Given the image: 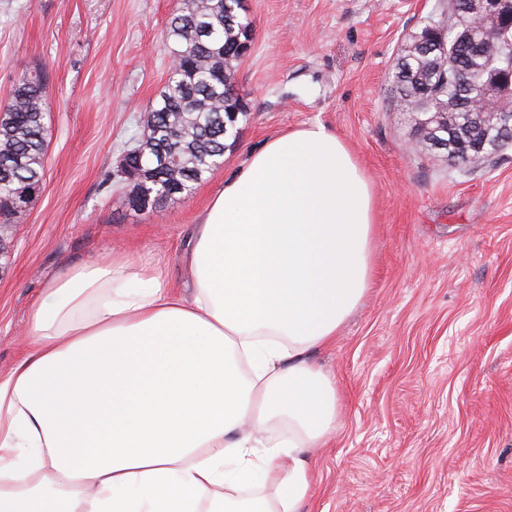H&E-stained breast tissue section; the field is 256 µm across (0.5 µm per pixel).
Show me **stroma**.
<instances>
[{
	"label": "stroma",
	"instance_id": "1",
	"mask_svg": "<svg viewBox=\"0 0 512 512\" xmlns=\"http://www.w3.org/2000/svg\"><path fill=\"white\" fill-rule=\"evenodd\" d=\"M177 0H0V106L45 73L40 191L0 260V375L31 303L108 249L188 279V230L267 139L322 123L370 178L374 273L312 361L336 380V432L313 456L307 512H512V146L455 165L413 140L390 72L448 0H245V107L224 162L189 197L138 211L117 172L167 78Z\"/></svg>",
	"mask_w": 512,
	"mask_h": 512
}]
</instances>
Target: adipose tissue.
<instances>
[{
	"label": "adipose tissue",
	"mask_w": 512,
	"mask_h": 512,
	"mask_svg": "<svg viewBox=\"0 0 512 512\" xmlns=\"http://www.w3.org/2000/svg\"><path fill=\"white\" fill-rule=\"evenodd\" d=\"M374 222L356 156L309 124L213 195L189 293L115 251L53 278L0 376V512H301L338 408L308 353L368 289Z\"/></svg>",
	"instance_id": "adipose-tissue-1"
}]
</instances>
